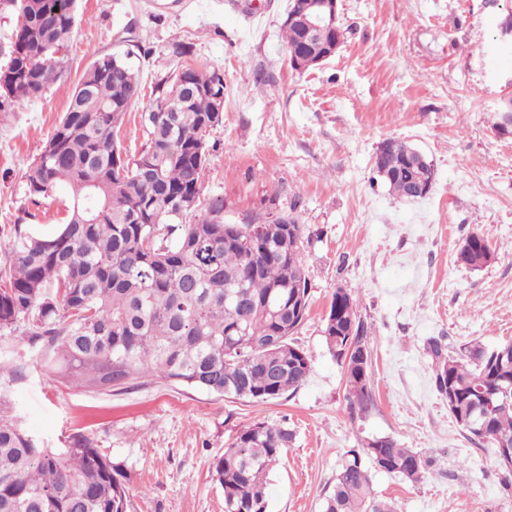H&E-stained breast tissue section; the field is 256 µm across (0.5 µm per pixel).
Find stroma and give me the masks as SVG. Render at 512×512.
Here are the masks:
<instances>
[{"instance_id":"obj_1","label":"stroma","mask_w":512,"mask_h":512,"mask_svg":"<svg viewBox=\"0 0 512 512\" xmlns=\"http://www.w3.org/2000/svg\"><path fill=\"white\" fill-rule=\"evenodd\" d=\"M288 0H77L64 68L38 99L0 112V265L15 227L52 233L71 196H33L28 171L96 59L129 56L145 88L183 67L224 76L222 122L208 130L204 208L228 224L292 216L308 244L310 309L294 336L306 381L269 403L220 397L161 379L126 391L61 377L51 349L22 331L0 337L12 414L48 448L83 435L127 473L131 512H224L212 464L241 427L285 426L293 440L270 475L268 512H322L365 440L389 437L433 465L412 483L371 471L395 512H512V474L471 441L436 392L425 354L512 342V136L493 124L512 95V45L498 24L512 0H339L338 53L298 73L280 34ZM188 52L176 58L173 44ZM405 142L432 164L430 193L407 202L378 175L376 153ZM484 233L495 257L472 270L456 252ZM353 290L370 352L374 404L351 410L324 319L336 288Z\"/></svg>"}]
</instances>
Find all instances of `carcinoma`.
Here are the masks:
<instances>
[{"label": "carcinoma", "instance_id": "carcinoma-1", "mask_svg": "<svg viewBox=\"0 0 512 512\" xmlns=\"http://www.w3.org/2000/svg\"><path fill=\"white\" fill-rule=\"evenodd\" d=\"M17 8L8 65L0 69L4 100L31 101L61 73L58 53L76 24V0H9ZM288 51H302L313 69L326 44L343 37L327 29L307 37L302 24L281 26ZM142 113L146 140L123 157L120 131L129 109L145 97L138 70L119 55L90 64L44 150L32 164L28 189L49 196L68 187L67 223L51 235L16 228L12 257L0 267V331L24 328L28 343L55 349L63 376L85 377L116 391L156 377L219 396L273 402L297 390L310 361L292 336L304 323L309 278L300 255L303 225L284 221L226 224L201 213L205 133L223 119L224 78L184 67L168 88L153 89ZM377 172L391 193L407 198L405 172L427 159L387 140ZM494 256L489 240L471 234L457 261L478 270ZM330 354L363 346L357 298L333 293L323 331ZM427 356L434 386L453 392L458 424L481 419L496 451L512 449V342L474 343L452 351L438 338ZM348 400L373 402L368 364L344 365ZM497 406L484 414L483 399ZM293 433L255 423L241 429L213 462L225 512H267L270 473ZM343 466L323 512H393L372 495L374 469L410 481L432 461L392 438L367 445ZM128 475L82 435L65 448H45L0 393V512H130Z\"/></svg>", "mask_w": 512, "mask_h": 512}]
</instances>
